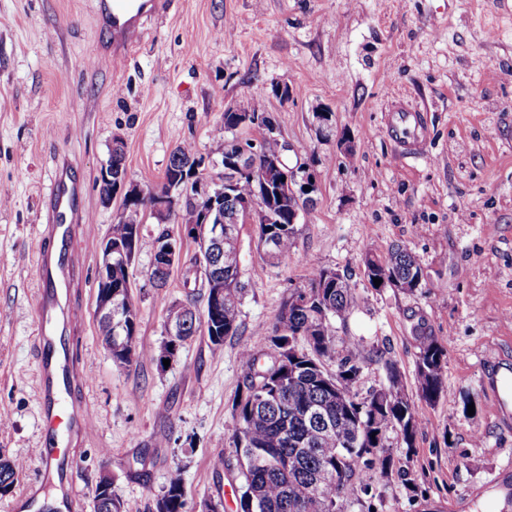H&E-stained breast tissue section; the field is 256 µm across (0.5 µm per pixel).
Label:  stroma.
Instances as JSON below:
<instances>
[{"label": "stroma", "mask_w": 512, "mask_h": 512, "mask_svg": "<svg viewBox=\"0 0 512 512\" xmlns=\"http://www.w3.org/2000/svg\"><path fill=\"white\" fill-rule=\"evenodd\" d=\"M98 8L99 0H0V194L9 198L0 206V455L23 465L0 512L42 468L33 250L61 163L86 186L73 340L96 429L71 475L77 512H94L104 471L126 512H151L177 467L184 512L208 497L237 512L230 441L240 350L314 263L345 275L355 297L336 332L365 358L353 392L386 384L391 362L419 409L413 447L393 431L384 440L396 473L411 471L416 488L373 473L379 512H501L482 487L512 468V420L496 418L483 376L489 361L512 365V80L502 76L512 71V9L499 0H167L131 57L116 60ZM276 84L291 97H276ZM254 96L287 141L289 166L317 161L319 190L291 254L267 260L253 225L243 226L238 335L217 353L196 336L165 369L146 359L114 364L99 334L96 276L122 198L102 201L101 169L122 143L128 183L153 187L174 148L189 142L217 175L212 129L226 107ZM400 98L428 118L417 158L400 156L384 130ZM322 110L336 130L327 139L315 118ZM161 228L145 220L132 265L140 349L161 342L169 306L186 294L180 269L163 288L151 278ZM397 244L417 258L420 288L371 287L364 254L383 259ZM419 328L447 341L446 389L430 403L414 378ZM220 457L227 467L218 473Z\"/></svg>", "instance_id": "35a3bbf8"}]
</instances>
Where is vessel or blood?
<instances>
[{
  "label": "vessel or blood",
  "mask_w": 512,
  "mask_h": 512,
  "mask_svg": "<svg viewBox=\"0 0 512 512\" xmlns=\"http://www.w3.org/2000/svg\"><path fill=\"white\" fill-rule=\"evenodd\" d=\"M163 0H100L99 22L112 34L113 55L122 57L134 46L146 23L164 10ZM426 127L423 113L398 105L387 116L388 136L407 152H415ZM83 197L80 181L57 171L49 194L46 223L40 233L35 264L39 277L34 349L38 359V404L42 437L36 450L42 462L38 482H52L65 500H73L69 475L75 463L74 439L93 431L89 413L76 412L71 399L86 382L68 338L73 307L68 288L77 254L71 221Z\"/></svg>",
  "instance_id": "b4317fda"
}]
</instances>
